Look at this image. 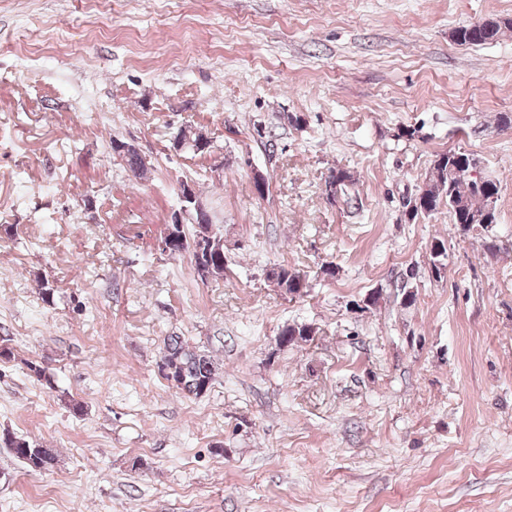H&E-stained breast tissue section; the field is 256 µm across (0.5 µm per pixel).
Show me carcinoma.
<instances>
[{"label": "carcinoma", "instance_id": "carcinoma-1", "mask_svg": "<svg viewBox=\"0 0 512 512\" xmlns=\"http://www.w3.org/2000/svg\"><path fill=\"white\" fill-rule=\"evenodd\" d=\"M512 27V19H489L478 27L463 25L454 31L455 40L460 44L480 45L492 43L501 35L502 29ZM463 153L449 150L436 156L433 161L432 177L427 184V194L416 196L409 201L410 215L415 218L419 215H430L438 211L439 199L447 197L446 205L452 215L453 224L466 232L470 229L471 216L491 207L489 224L497 223V212L493 204L499 194L497 181L486 178L480 186L473 187L468 194L461 195L456 192V181L450 173L456 160ZM350 175L344 170H332L326 180L328 195H336L337 188L346 185ZM431 271L440 279L446 269L448 257L447 244L442 239H434L430 247ZM274 273L270 276L272 283L284 294L293 298L298 296L299 289L309 288L308 281L296 269L279 264L272 266ZM281 341L279 346L286 348L300 341L307 342L313 336L312 326L305 323L287 324L279 333ZM163 358L174 369L173 377H165L171 381L176 392L200 397L208 392L213 385L216 366L211 355L203 350L196 349L184 343L178 336H169L164 340L161 349ZM0 447L9 452L25 464H34L37 469H48L55 463V457L48 448H36L33 443L5 431L0 434Z\"/></svg>", "mask_w": 512, "mask_h": 512}]
</instances>
